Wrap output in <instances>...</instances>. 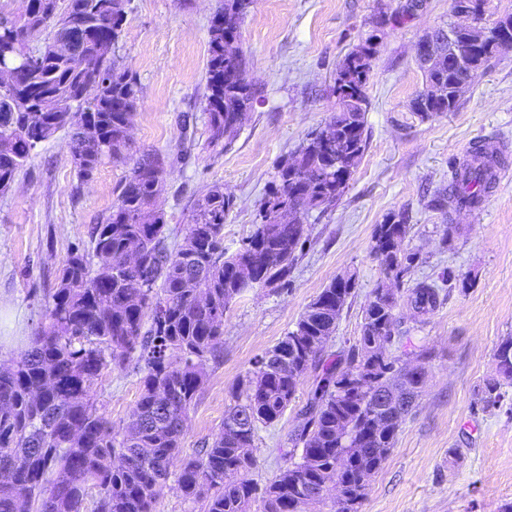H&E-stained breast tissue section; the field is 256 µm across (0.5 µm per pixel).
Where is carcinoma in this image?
I'll use <instances>...</instances> for the list:
<instances>
[{
    "instance_id": "cac0c4a2",
    "label": "carcinoma",
    "mask_w": 512,
    "mask_h": 512,
    "mask_svg": "<svg viewBox=\"0 0 512 512\" xmlns=\"http://www.w3.org/2000/svg\"><path fill=\"white\" fill-rule=\"evenodd\" d=\"M24 11L0 14V191L8 190L32 152L65 131L80 183L91 181L109 158L130 165L112 212L91 228L92 262L76 249L62 262L56 287L44 305V321L28 350L9 369L0 368V512H83L89 488L98 491L94 512H154L168 487L170 465L183 453L185 420L205 378V366L221 357L224 315L249 291L240 279L250 266L254 280L286 288L308 238L311 213H324L343 197L368 143L366 94L378 38L372 32L336 70L338 111L326 129L339 149L321 148L314 133L284 156L245 237L249 246L224 247V223L235 199L214 185L198 199L182 241L169 247L158 187L167 175L156 152L129 153L131 117L142 91L136 75L100 47L119 41L125 0H25ZM251 0H224L208 27L205 82L206 143L229 149L254 92L245 77L241 50L224 42L241 36ZM486 0H450L482 20ZM67 27L58 28L61 22ZM512 30V16L493 27L454 28L453 39L436 31L434 58L420 62L427 84L443 89L434 100L418 92L413 109L428 118L452 112L465 69L448 63V49L465 51L485 67L500 51L495 30ZM76 36L80 53L56 47ZM491 160L479 146L474 162L452 170L450 193L441 206L465 207L487 188ZM409 230L403 213L377 225L371 251L384 279L362 310L360 334L347 352L323 358L338 319L357 286L346 271L307 305L289 331L254 361L219 434L182 457L175 483L204 512H246L261 498L263 512H300L321 504L323 488L342 493L340 512H357L367 478L377 473L394 447L405 417L424 382L405 365L422 367L425 349L397 355L401 340L399 298L419 316L442 303L441 288L422 280L403 288L418 265L404 248ZM135 252L136 268L126 267ZM495 376L485 380L480 402L487 410L512 385V336L494 354ZM144 363L140 395L120 435L97 407L94 386L103 370ZM316 373V386L302 421L291 434L289 464L263 489L249 478L257 431L285 414L301 378Z\"/></svg>"
}]
</instances>
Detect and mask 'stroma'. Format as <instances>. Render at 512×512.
<instances>
[{
    "instance_id": "obj_1",
    "label": "stroma",
    "mask_w": 512,
    "mask_h": 512,
    "mask_svg": "<svg viewBox=\"0 0 512 512\" xmlns=\"http://www.w3.org/2000/svg\"><path fill=\"white\" fill-rule=\"evenodd\" d=\"M221 2L127 0L116 50L142 86L134 145L167 162L159 204L176 241L199 196L220 184L236 199L224 224V244L236 249L253 229L281 156L335 112L339 63L371 31H378L379 44L367 84L364 155L339 204L311 220L288 287L253 289L227 310L223 353L206 366L188 414L185 453L218 435L224 409L256 357L349 270L358 285L328 350L336 354L353 344L362 308L383 277L370 253L374 231L403 213L410 227L405 245L420 256L405 282L431 278L444 301L422 322L407 304L397 308L408 346L427 347L432 358L418 404L359 512H503L512 505V388L490 410L479 398L499 343L512 336V50L474 77L456 111L424 118L410 107L425 86L416 49L427 32L453 23L449 0H422L404 23L381 28L380 14L406 0H253L240 47L255 101L232 147L215 155L202 148L204 76L209 20ZM479 139L509 145L501 187L480 211L435 206L452 167ZM127 171L107 159L93 181L79 184L62 131L37 147L12 189L0 194V365L28 349L62 261L72 248L90 251V228L111 211ZM314 378L307 373L285 415L259 428L250 472L258 484L287 464L290 435ZM139 379L132 364L104 370L95 385L113 432L128 421Z\"/></svg>"
}]
</instances>
